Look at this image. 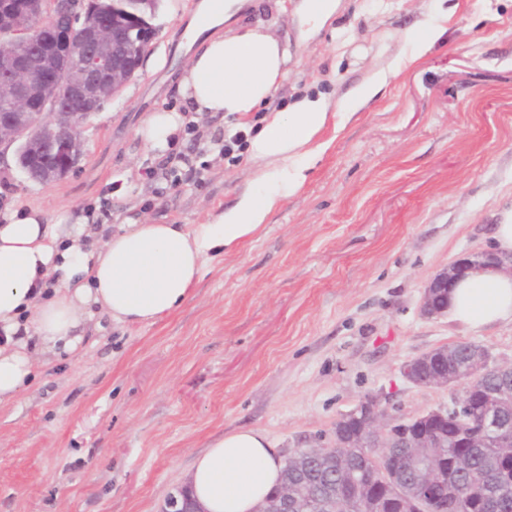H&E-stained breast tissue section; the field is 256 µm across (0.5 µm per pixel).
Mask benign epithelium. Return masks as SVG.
Listing matches in <instances>:
<instances>
[{"label":"benign epithelium","instance_id":"benign-epithelium-1","mask_svg":"<svg viewBox=\"0 0 512 512\" xmlns=\"http://www.w3.org/2000/svg\"><path fill=\"white\" fill-rule=\"evenodd\" d=\"M76 6L66 0H0V42L11 50L0 55V93L11 96L14 110L0 113V164L7 153H17L23 142L30 153L49 144L60 152L59 163L38 158L29 169V178L41 183L54 182L72 171L83 157L85 128L99 111L107 93L114 94L128 84L141 65L150 43L134 21L115 18L112 23H88L82 27L80 44L73 43L71 32ZM40 44L39 63L30 62L18 48ZM493 266L512 275V254L504 255L489 248L471 253L435 273L424 288L423 312L442 316L448 304H434L433 297L445 292L466 272ZM433 354L425 352L408 362L404 377L425 387H448L462 384L457 373L443 372L421 381L415 376L418 362ZM470 370L487 367L504 378L512 377V359L498 361L489 349L470 347ZM459 396L437 409L421 413L401 423L388 415L380 400L369 397L345 417L363 427L364 448H393V428L425 418H446L451 411L460 412ZM482 427L499 440L508 437L507 426L488 404L482 412ZM321 499L309 494H295L283 488L267 499L259 512H318ZM160 512H202L187 506L186 490L175 489L166 497Z\"/></svg>","mask_w":512,"mask_h":512}]
</instances>
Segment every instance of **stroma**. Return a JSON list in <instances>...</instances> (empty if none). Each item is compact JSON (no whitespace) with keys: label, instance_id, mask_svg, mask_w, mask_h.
<instances>
[{"label":"stroma","instance_id":"obj_1","mask_svg":"<svg viewBox=\"0 0 512 512\" xmlns=\"http://www.w3.org/2000/svg\"><path fill=\"white\" fill-rule=\"evenodd\" d=\"M198 0H161L151 51L166 64L137 77L91 117L76 171L49 184L0 169V207L49 213L109 200L124 216L201 224L232 207L253 177L203 143V173L177 188L134 130L149 112L184 109L176 75L194 52ZM297 0H247L225 30L249 23L287 43L288 77L272 111L322 93L343 111L331 143L260 237L207 260L190 297L152 324L101 319L82 349L51 357L20 401L0 407V512H160L207 446L264 430L281 455L330 441L340 416L379 395L407 419L451 389L402 374L431 349L475 342L512 358V324L477 331L422 312L427 281L492 243L512 218V0H336L313 29ZM443 34L420 58L410 35ZM386 81L365 106L351 92Z\"/></svg>","mask_w":512,"mask_h":512}]
</instances>
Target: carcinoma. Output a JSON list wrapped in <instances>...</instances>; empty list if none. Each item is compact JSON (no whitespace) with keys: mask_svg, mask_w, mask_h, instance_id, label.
Here are the masks:
<instances>
[{"mask_svg":"<svg viewBox=\"0 0 512 512\" xmlns=\"http://www.w3.org/2000/svg\"><path fill=\"white\" fill-rule=\"evenodd\" d=\"M94 17L109 19L112 12L125 11L142 15L149 24H154L156 13L132 0H90ZM468 343L448 345V369L464 370L467 361ZM502 378L490 371L469 381L463 396L469 397L472 405L479 406L484 391L500 385ZM448 436L447 447L429 448L416 464L407 463L408 449L391 448L387 467L397 475L398 489H388L364 449L359 447L356 425L339 419L334 427L335 437L343 444L334 448L321 459H309L294 452L284 464L279 484H293L303 472L310 485L320 490L332 485L336 493V512H349L346 497L357 495L367 504L364 512H414L415 495L411 485L421 476L435 468H444L442 479L434 482L430 489L433 505L439 512H456V502L465 495L466 512H512V443L506 447L469 448L463 444L461 434H481L480 419L454 418L439 425ZM471 460L479 476L470 479L455 468L457 460Z\"/></svg>","mask_w":512,"mask_h":512,"instance_id":"carcinoma-1","label":"carcinoma"}]
</instances>
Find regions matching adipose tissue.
Returning <instances> with one entry per match:
<instances>
[{
  "label": "adipose tissue",
  "instance_id": "1",
  "mask_svg": "<svg viewBox=\"0 0 512 512\" xmlns=\"http://www.w3.org/2000/svg\"><path fill=\"white\" fill-rule=\"evenodd\" d=\"M244 0H199L195 18L207 37L181 73L186 112L150 113L135 135L158 155L179 140L190 114L245 116L259 110L287 76L288 48L257 27L222 33ZM335 107L301 96L263 115L248 139L255 166L249 188L205 223L156 224L128 218L99 238L87 216H49L37 205L0 210V404L18 399L38 357L77 351L84 328L102 315L119 324L152 323L187 299L207 256L234 249L305 183L310 164L330 147L321 140ZM448 310L477 329L512 322V276L484 269L450 288ZM283 460L260 429L226 433L200 454L186 486L205 512H255L280 480Z\"/></svg>",
  "mask_w": 512,
  "mask_h": 512
}]
</instances>
